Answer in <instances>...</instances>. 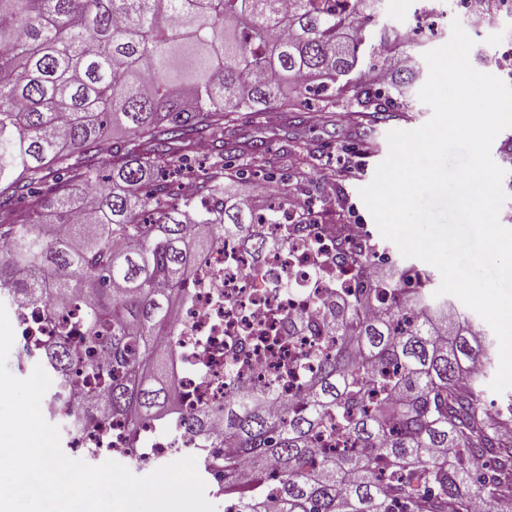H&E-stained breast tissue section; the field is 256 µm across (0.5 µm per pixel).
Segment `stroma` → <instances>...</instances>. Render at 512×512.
Masks as SVG:
<instances>
[{"label": "stroma", "mask_w": 512, "mask_h": 512, "mask_svg": "<svg viewBox=\"0 0 512 512\" xmlns=\"http://www.w3.org/2000/svg\"><path fill=\"white\" fill-rule=\"evenodd\" d=\"M469 34L475 41L469 54L471 65L478 71L492 72L495 51L503 41L512 40V19L490 26L479 22L472 24ZM411 105L410 111L396 113L390 120L375 125L373 134L364 141L357 137L353 121L339 115L330 118L313 110L274 123L268 122L262 114L247 115L240 122V134L263 141L268 146L264 163L255 168L257 176L274 172L280 178L282 188L297 189L299 202L314 201L320 211L329 209L334 193H346L349 203L355 208V222L362 224L365 231L377 240L381 233L359 190L373 180L378 165L386 159L388 133L419 128L431 118V108L419 97H412ZM310 150L315 153L310 164L298 168L291 166L288 153L302 154ZM343 160L356 166L354 179L334 186L318 180L317 173L321 168Z\"/></svg>", "instance_id": "1"}]
</instances>
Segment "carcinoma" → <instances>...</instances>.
Instances as JSON below:
<instances>
[{"label": "carcinoma", "mask_w": 512, "mask_h": 512, "mask_svg": "<svg viewBox=\"0 0 512 512\" xmlns=\"http://www.w3.org/2000/svg\"><path fill=\"white\" fill-rule=\"evenodd\" d=\"M344 2L0 0V303L57 322L32 352L74 388L69 431L121 420L133 451L143 429L189 434L224 512H483L512 470V404L480 403L492 339L427 273L372 276L391 262L375 244L335 257L353 270L338 294L312 274L323 337L292 394L230 379L222 407L178 401L172 322L198 259L231 236L259 263L321 220L300 208L269 236L290 192L253 212L224 163L265 151L242 115L306 110L290 83L370 123L409 108L411 38L373 30L379 0ZM111 124L127 140L105 160Z\"/></svg>", "instance_id": "obj_1"}]
</instances>
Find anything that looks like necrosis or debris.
Returning a JSON list of instances; mask_svg holds the SVG:
<instances>
[{
  "label": "necrosis or debris",
  "mask_w": 512,
  "mask_h": 512,
  "mask_svg": "<svg viewBox=\"0 0 512 512\" xmlns=\"http://www.w3.org/2000/svg\"><path fill=\"white\" fill-rule=\"evenodd\" d=\"M343 240L340 226L319 224L298 234L292 246L268 252L258 264L228 237L223 247L198 261L193 304L178 317L184 405L200 399L223 405L228 373L245 385L271 379L282 389H293L301 358L316 339L289 335L286 323L312 310L304 289L312 270H319L325 288L339 287L338 267L321 265L320 258ZM286 276L294 280V291L278 289L277 280ZM64 443L77 457L89 448L107 459L126 455V431L120 424L108 432L65 437Z\"/></svg>",
  "instance_id": "1"
}]
</instances>
